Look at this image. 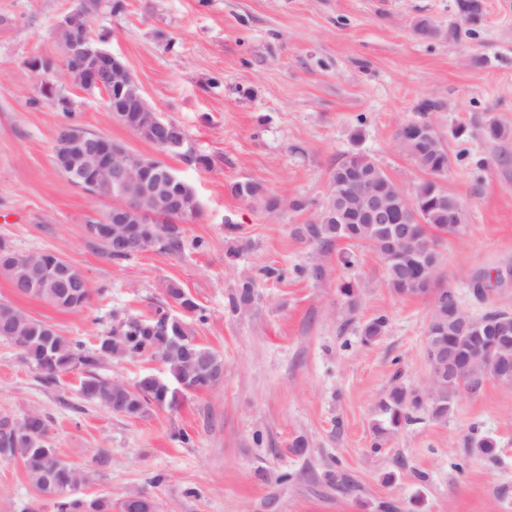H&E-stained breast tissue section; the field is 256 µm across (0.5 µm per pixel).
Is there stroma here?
<instances>
[{"mask_svg": "<svg viewBox=\"0 0 512 512\" xmlns=\"http://www.w3.org/2000/svg\"><path fill=\"white\" fill-rule=\"evenodd\" d=\"M111 2L102 0L92 32L185 128L184 148L163 160L193 185L200 214L178 254L115 260L86 236L87 220L109 204L55 167L59 117L39 92L55 77L28 65L60 56L53 26L76 0H0V239L57 254L91 288L88 303L67 312L20 295L0 274V302L90 348L125 318L150 316L163 284L176 282L205 310L195 335L223 357L224 382L177 409L128 419L80 398L82 370L45 383L0 339V417L41 415L60 455L88 475L80 496L116 504L143 491L161 512H264L272 496L276 512H381L385 501L397 512H512V384L486 381L478 396L459 395L447 421L417 413L386 448H371L380 395L428 378L432 296L393 295L366 249L349 273L332 254L321 259V278L292 273L314 263L292 229L315 219L347 155L375 158L408 193L425 180L395 133L426 119L451 156L439 182L464 211L442 243L444 282L467 313L483 312L471 276L512 267V138L483 136L491 122L512 131V0H480L475 31L460 0H119L117 11ZM422 18L437 39L415 35ZM67 93L85 130L154 154L112 119L103 96ZM200 154L208 166L196 163ZM237 182L258 184L279 209L236 197ZM295 199L307 208L292 210ZM238 238L248 246L227 263ZM270 267L285 277H267ZM348 275L365 285L351 315L337 291ZM244 276L255 305L230 311L227 297ZM382 314L384 335L364 344L362 324ZM183 431L191 444L179 441ZM485 436L497 441L499 463L470 448ZM298 437L308 446L301 457L288 450ZM330 470L350 479L349 491L325 481ZM282 471L292 481L278 483ZM0 512H55L21 461L0 457Z\"/></svg>", "mask_w": 512, "mask_h": 512, "instance_id": "1", "label": "stroma"}]
</instances>
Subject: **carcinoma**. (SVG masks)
<instances>
[{"label": "carcinoma", "instance_id": "obj_1", "mask_svg": "<svg viewBox=\"0 0 512 512\" xmlns=\"http://www.w3.org/2000/svg\"><path fill=\"white\" fill-rule=\"evenodd\" d=\"M408 126L407 130H397V143L430 178L415 186L411 214L396 216L392 224L403 232L399 243L403 252L400 260L391 259L389 242L381 225L345 224L325 218L327 213L357 206V197H348L344 192V184L352 175L375 178L386 195L403 192L380 164L365 154L355 153L336 163L330 176L329 195L319 215L292 231L295 238L311 246L318 256L345 243V247L336 250V263L346 270L358 264L355 247L368 248L383 263L385 284L398 297L434 295L426 344L430 393L401 384L382 393L372 424V448L376 450L383 448L418 411L436 421H446L460 392L482 387L489 379L512 384V340L502 343L498 339L500 326L505 322L512 324V312L492 306L474 318L478 331L463 332L457 323L460 304L455 291L440 284L441 275L428 280L422 274L424 259L436 269L442 268L441 240L461 227L463 211L457 198L437 181L448 173L451 157L441 137L422 135V130L432 126V122L411 121ZM174 189L185 197L189 219H195L200 213V204L193 187L185 181L174 185ZM231 191L244 200L261 201L267 210L278 209L279 201L261 197L258 185L253 182H237ZM183 245L184 228L160 224L151 248L176 253ZM497 281L498 276L486 272L474 275L471 280L473 297L479 302L489 301ZM361 288L363 285L355 279L340 281L339 292L349 309L356 308ZM20 294L43 300L63 311H77L88 302L90 288L46 281L23 288ZM164 294L186 315L168 322V313L160 306L149 318L124 322L121 329L101 338L92 349L71 341L54 326L8 303H0V338L12 340L5 330L7 320L22 335L19 349L44 381L49 383L62 372L80 369L85 372L78 388L80 397L111 409L116 415L143 418L156 409L173 410L187 395L210 388V374L224 372V358L201 344L188 323L190 317L203 319L202 309L195 299L171 281L165 283ZM254 300V283L245 278L229 295L228 306L237 312L252 306ZM386 326L385 316L375 317L363 324L360 335L365 342H374L384 334ZM139 357L160 361L165 374L146 373L127 390L113 388L112 381L94 373L105 359ZM474 446L491 463L499 462L498 444L494 439L483 438ZM0 457L20 459L29 479L42 498L53 503L55 512H112L110 499L78 496L87 475L59 455L48 434L46 420L38 414H28L17 421L6 416L0 418Z\"/></svg>", "mask_w": 512, "mask_h": 512}]
</instances>
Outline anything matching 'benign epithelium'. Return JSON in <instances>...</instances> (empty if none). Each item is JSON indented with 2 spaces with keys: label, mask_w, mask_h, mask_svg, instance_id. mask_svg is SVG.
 <instances>
[{
  "label": "benign epithelium",
  "mask_w": 512,
  "mask_h": 512,
  "mask_svg": "<svg viewBox=\"0 0 512 512\" xmlns=\"http://www.w3.org/2000/svg\"><path fill=\"white\" fill-rule=\"evenodd\" d=\"M53 35L61 48V56L58 59L39 58L37 71L46 74L61 70L78 73L85 92L108 90L107 111L136 136L153 135L168 150H179L184 146L187 135L183 126L164 117L151 105L127 63L102 46L90 28L73 29L69 16L65 15L56 22ZM53 153L56 167L62 172L70 171L79 186L94 189L106 181L133 189L127 198L111 204L107 211L94 217V224L86 226L88 236L102 234L114 251L141 253L148 250L149 237L140 233L135 225L157 224L165 217L181 216L185 212L184 202L179 197L166 195L160 190L147 156L120 148L106 136L86 139L67 130ZM355 194L364 204L359 217L373 224L389 223L394 211L406 207L403 201L386 204L375 181L359 180ZM27 263V254L6 247L0 249L1 270L14 273ZM50 273L61 281L85 282L84 277L62 258L52 268L34 269L30 280Z\"/></svg>",
  "instance_id": "obj_1"
}]
</instances>
